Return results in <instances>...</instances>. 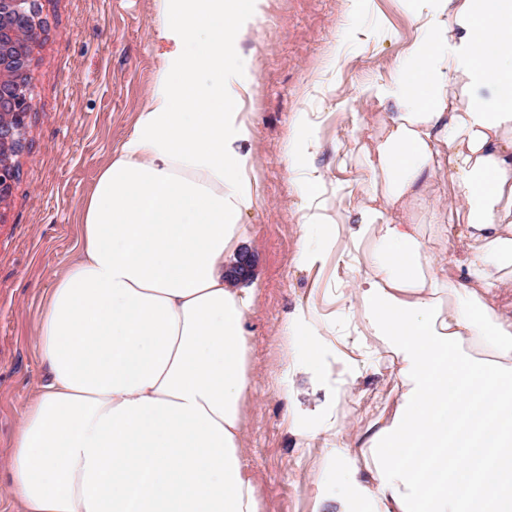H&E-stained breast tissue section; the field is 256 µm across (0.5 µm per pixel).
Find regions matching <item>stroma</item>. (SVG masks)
Segmentation results:
<instances>
[{
	"label": "stroma",
	"instance_id": "stroma-1",
	"mask_svg": "<svg viewBox=\"0 0 512 512\" xmlns=\"http://www.w3.org/2000/svg\"><path fill=\"white\" fill-rule=\"evenodd\" d=\"M42 30L32 51L33 108L25 151L7 204L0 208V512H16L7 464L20 414L41 375L34 337L55 276L79 243L85 202L154 85L168 43L153 33V0H40ZM359 27L339 32L346 9ZM409 0H265L240 48L251 68L239 76L250 93L241 110L252 131L244 142L260 198L242 217L250 259L242 286L253 289L255 396L247 410L248 459L260 479L262 512H310L318 490L336 512L342 481L326 475L325 436L300 444L295 419L315 426L336 419L348 430L378 419L400 390L396 375L362 368L356 386L336 381V348L355 324L347 294L358 278L345 255V232L332 235L323 261L297 263L300 173L289 172L284 144L296 112L315 121L322 148L314 160L339 224L351 223L369 174L351 136L354 113L377 114L363 95L393 73L416 39ZM309 309L329 331L320 371L288 366L280 325ZM292 385V399L280 390Z\"/></svg>",
	"mask_w": 512,
	"mask_h": 512
}]
</instances>
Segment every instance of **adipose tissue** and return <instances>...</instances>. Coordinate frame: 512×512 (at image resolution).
<instances>
[{
  "instance_id": "ef3b65f1",
  "label": "adipose tissue",
  "mask_w": 512,
  "mask_h": 512,
  "mask_svg": "<svg viewBox=\"0 0 512 512\" xmlns=\"http://www.w3.org/2000/svg\"><path fill=\"white\" fill-rule=\"evenodd\" d=\"M155 85L87 199L80 247L64 265L35 339L43 378L9 458L18 512H261L245 454L252 390L250 291L225 268L257 201L252 132L229 82L264 0H154ZM419 35L395 73L369 85L379 114L353 129L372 180L348 225L363 276L349 290L358 334L336 356L395 370L388 416L352 437L331 428L325 471L359 512H512V0H413ZM315 124L296 113L285 146L303 172L300 264L330 224L311 160ZM448 171L447 196L435 179ZM458 227L468 251L439 277L435 245ZM292 358L315 362L329 329L300 309L280 328ZM489 399L472 449L448 435L449 395ZM431 450L456 475L409 469Z\"/></svg>"
}]
</instances>
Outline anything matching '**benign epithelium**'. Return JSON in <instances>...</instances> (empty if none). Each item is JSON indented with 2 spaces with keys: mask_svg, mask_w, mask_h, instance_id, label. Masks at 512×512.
Segmentation results:
<instances>
[{
  "mask_svg": "<svg viewBox=\"0 0 512 512\" xmlns=\"http://www.w3.org/2000/svg\"><path fill=\"white\" fill-rule=\"evenodd\" d=\"M38 0H0V208L16 177L13 157L26 146V120L32 94L16 75L27 64V49L36 42Z\"/></svg>",
  "mask_w": 512,
  "mask_h": 512,
  "instance_id": "benign-epithelium-1",
  "label": "benign epithelium"
}]
</instances>
